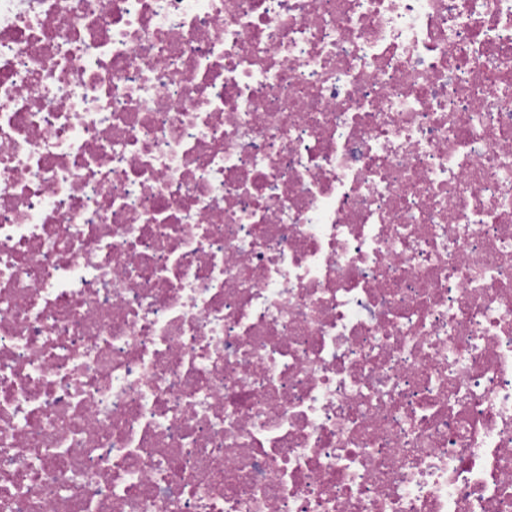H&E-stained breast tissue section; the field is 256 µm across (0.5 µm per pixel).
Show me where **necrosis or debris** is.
Here are the masks:
<instances>
[{
    "label": "necrosis or debris",
    "mask_w": 512,
    "mask_h": 512,
    "mask_svg": "<svg viewBox=\"0 0 512 512\" xmlns=\"http://www.w3.org/2000/svg\"><path fill=\"white\" fill-rule=\"evenodd\" d=\"M0 512H512V0H0Z\"/></svg>",
    "instance_id": "necrosis-or-debris-1"
}]
</instances>
